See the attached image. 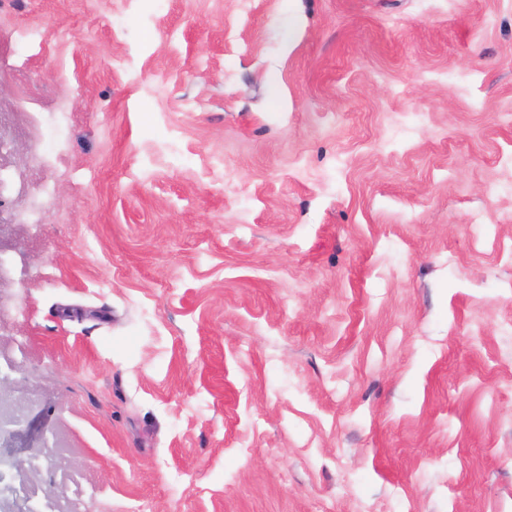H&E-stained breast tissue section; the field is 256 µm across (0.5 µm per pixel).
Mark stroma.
Here are the masks:
<instances>
[{
    "mask_svg": "<svg viewBox=\"0 0 512 512\" xmlns=\"http://www.w3.org/2000/svg\"><path fill=\"white\" fill-rule=\"evenodd\" d=\"M0 512H512V0H0Z\"/></svg>",
    "mask_w": 512,
    "mask_h": 512,
    "instance_id": "1",
    "label": "stroma"
}]
</instances>
